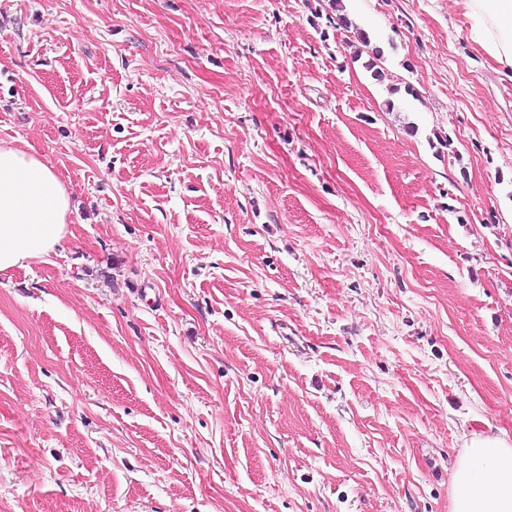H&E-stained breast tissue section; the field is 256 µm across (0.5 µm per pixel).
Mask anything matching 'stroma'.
<instances>
[{
    "mask_svg": "<svg viewBox=\"0 0 512 512\" xmlns=\"http://www.w3.org/2000/svg\"><path fill=\"white\" fill-rule=\"evenodd\" d=\"M349 26H340L339 16ZM463 0H0V512H450L512 441V67ZM69 209L63 181L36 152L0 144V272L50 253Z\"/></svg>",
    "mask_w": 512,
    "mask_h": 512,
    "instance_id": "1",
    "label": "stroma"
}]
</instances>
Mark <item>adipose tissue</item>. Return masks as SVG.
<instances>
[{
	"instance_id": "1",
	"label": "adipose tissue",
	"mask_w": 512,
	"mask_h": 512,
	"mask_svg": "<svg viewBox=\"0 0 512 512\" xmlns=\"http://www.w3.org/2000/svg\"><path fill=\"white\" fill-rule=\"evenodd\" d=\"M472 38L512 66V0H465ZM68 191L37 155L0 144V272L50 253L66 234ZM451 512H512V444L472 435L451 475Z\"/></svg>"
}]
</instances>
